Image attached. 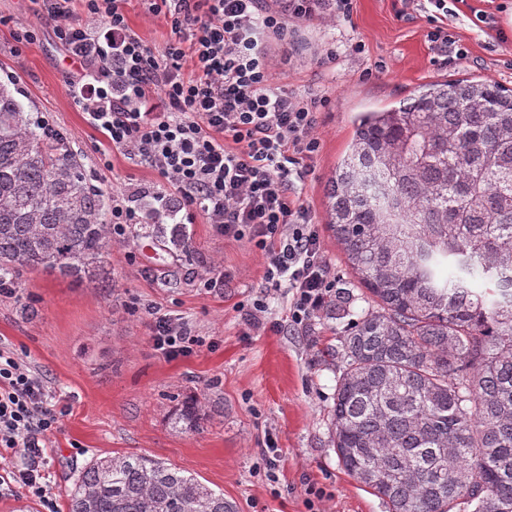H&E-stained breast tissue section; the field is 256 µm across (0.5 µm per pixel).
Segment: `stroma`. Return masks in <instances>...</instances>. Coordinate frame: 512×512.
Instances as JSON below:
<instances>
[{
    "label": "stroma",
    "mask_w": 512,
    "mask_h": 512,
    "mask_svg": "<svg viewBox=\"0 0 512 512\" xmlns=\"http://www.w3.org/2000/svg\"><path fill=\"white\" fill-rule=\"evenodd\" d=\"M452 9L448 32L466 53L454 64L443 63L428 41V13L402 0H354L347 17L288 16L287 35L265 39L273 83L320 101V146L306 159L299 188L335 289L352 288L354 279L327 226V185L351 137L353 115L391 106L440 78L476 77L512 88V0H456ZM479 10L494 14L496 28L476 20ZM125 12L147 45L159 48L172 38L164 17L147 13L140 0H129ZM27 25L37 38L18 43L15 33ZM500 29L508 42L497 39ZM351 42L361 52L349 51ZM334 46L340 52L327 60ZM72 69L52 26L31 13L28 0H0V82L15 83L33 116L67 136L89 182L106 197L124 194L143 203L158 175L109 150L70 95ZM176 220L190 238L189 252H162L151 239L116 240L95 282L27 271L17 295L0 296V348L42 374L66 407L43 467L58 512H67L66 491L90 460L129 453L161 460L223 492L237 512H307L310 485L328 493L322 512H388L329 445L340 369L323 352L339 346L366 301L356 300L347 314L323 311L310 326H294L292 296L266 282L265 258L253 243L224 238L199 213L189 222L180 212ZM218 275L220 288H201ZM257 299L265 303L269 328L249 327L242 318ZM24 301L34 316H21ZM151 306L205 337L207 347L170 361L159 357ZM192 398L205 403L196 431L176 421ZM270 440L278 448L271 482L260 471Z\"/></svg>",
    "instance_id": "obj_1"
}]
</instances>
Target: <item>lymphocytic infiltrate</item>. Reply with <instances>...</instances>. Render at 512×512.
Masks as SVG:
<instances>
[{"mask_svg": "<svg viewBox=\"0 0 512 512\" xmlns=\"http://www.w3.org/2000/svg\"><path fill=\"white\" fill-rule=\"evenodd\" d=\"M31 0L53 23L74 71V101L114 149L148 163L161 178L158 199L180 196L216 232L264 253L266 280L292 295L291 321L306 326L333 284L314 217L297 184L304 158L319 148L318 102L274 86L258 33L283 36V18L262 0H141L175 35L154 49L128 25L126 0ZM152 340L163 358L204 346L168 315L152 310ZM60 397L36 370L0 350V455L21 468L0 470V490L21 489L45 512L56 495L41 468L59 421Z\"/></svg>", "mask_w": 512, "mask_h": 512, "instance_id": "lymphocytic-infiltrate-1", "label": "lymphocytic infiltrate"}]
</instances>
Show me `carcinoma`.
<instances>
[{
    "instance_id": "cac0c4a2",
    "label": "carcinoma",
    "mask_w": 512,
    "mask_h": 512,
    "mask_svg": "<svg viewBox=\"0 0 512 512\" xmlns=\"http://www.w3.org/2000/svg\"><path fill=\"white\" fill-rule=\"evenodd\" d=\"M17 94L0 83V285L91 279L112 247L104 194ZM352 125L328 225L371 305L343 338L330 446L390 512H512V89L432 81ZM149 216L142 237L190 250L173 210ZM200 410L186 403L187 429ZM67 498L68 512H235L137 454L91 461Z\"/></svg>"
}]
</instances>
